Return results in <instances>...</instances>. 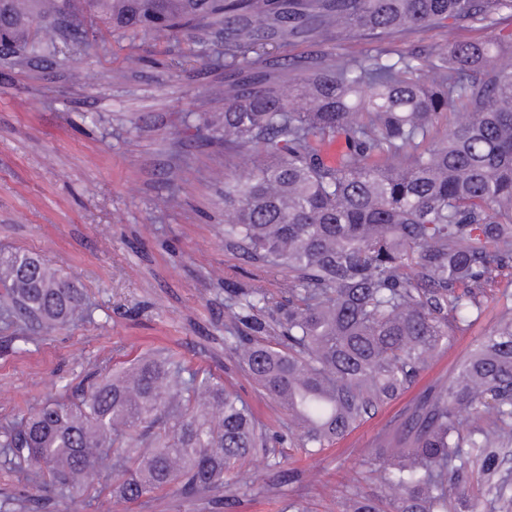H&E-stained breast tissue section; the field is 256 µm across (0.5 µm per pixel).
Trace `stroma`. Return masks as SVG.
<instances>
[{"mask_svg": "<svg viewBox=\"0 0 512 512\" xmlns=\"http://www.w3.org/2000/svg\"><path fill=\"white\" fill-rule=\"evenodd\" d=\"M192 37L112 33L100 55L70 53L46 67L0 61V251L28 250L83 288L92 316L49 331L0 324V423L70 393L90 373L105 377L139 354L167 348L187 365L230 378L261 416L272 412L224 347V284L242 261L224 248V148L188 145L189 117L215 76L203 62L182 65ZM152 59L132 72L129 55ZM84 76L72 84L71 72ZM175 191L176 209L161 198ZM488 306L476 331L456 337L397 400L379 409L335 447L291 462L290 481L265 472L261 489L240 505L214 510L175 491L128 505L103 494L59 497L0 467V496L16 512L32 500L53 512H280L304 498L312 512L339 502L373 475L363 466L376 435L394 425L416 395L452 371L490 330Z\"/></svg>", "mask_w": 512, "mask_h": 512, "instance_id": "obj_1", "label": "stroma"}]
</instances>
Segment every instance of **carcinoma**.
Masks as SVG:
<instances>
[{
	"instance_id": "cac0c4a2",
	"label": "carcinoma",
	"mask_w": 512,
	"mask_h": 512,
	"mask_svg": "<svg viewBox=\"0 0 512 512\" xmlns=\"http://www.w3.org/2000/svg\"><path fill=\"white\" fill-rule=\"evenodd\" d=\"M64 10L111 32L220 39L210 96L224 110L205 101L198 117L225 158L251 156L224 172V247L284 271L288 293L224 284V346L284 420L175 352L138 356L1 424L0 464L93 498L110 448L128 504L220 487L234 503L264 481L254 458L321 454L497 300L493 329L376 438V483L342 512H512V0H0V57L64 54ZM430 30L452 39L411 43ZM328 35L369 47L332 53ZM80 315L82 289L39 255L0 254L5 326Z\"/></svg>"
}]
</instances>
